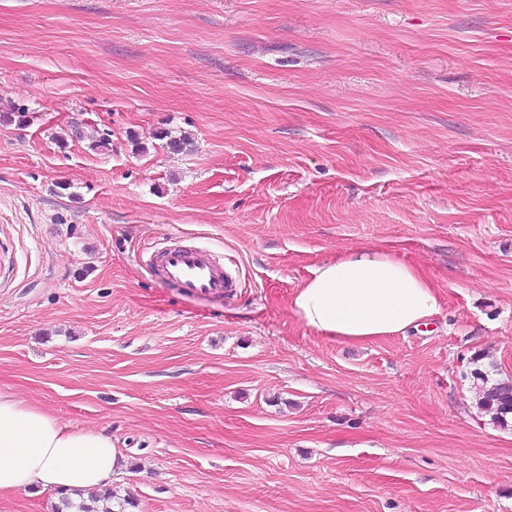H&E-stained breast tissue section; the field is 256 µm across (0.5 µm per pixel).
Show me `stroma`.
<instances>
[{"mask_svg": "<svg viewBox=\"0 0 512 512\" xmlns=\"http://www.w3.org/2000/svg\"><path fill=\"white\" fill-rule=\"evenodd\" d=\"M20 108L0 386L110 435L133 512H512V422L472 376L512 380V0H0ZM169 240L232 294L167 287ZM365 245L439 314L306 329L297 288Z\"/></svg>", "mask_w": 512, "mask_h": 512, "instance_id": "1", "label": "stroma"}]
</instances>
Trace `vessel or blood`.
<instances>
[{"label": "vessel or blood", "mask_w": 512, "mask_h": 512, "mask_svg": "<svg viewBox=\"0 0 512 512\" xmlns=\"http://www.w3.org/2000/svg\"><path fill=\"white\" fill-rule=\"evenodd\" d=\"M156 263L164 281L185 295L221 297L233 286L223 264L206 250L171 245L157 253Z\"/></svg>", "instance_id": "obj_1"}]
</instances>
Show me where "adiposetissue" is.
I'll list each match as a JSON object with an SVG mask.
<instances>
[{"label": "adipose tissue", "mask_w": 512, "mask_h": 512, "mask_svg": "<svg viewBox=\"0 0 512 512\" xmlns=\"http://www.w3.org/2000/svg\"><path fill=\"white\" fill-rule=\"evenodd\" d=\"M291 307L300 323L320 336L366 344L427 323L441 305L420 270L367 247L315 267ZM123 462L111 437L62 422L0 388V496L99 490Z\"/></svg>", "instance_id": "obj_1"}]
</instances>
